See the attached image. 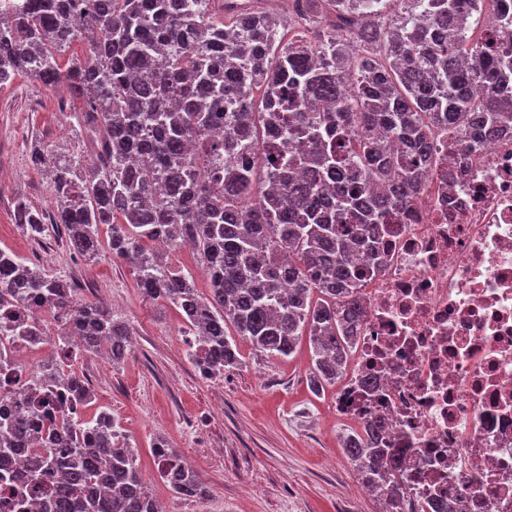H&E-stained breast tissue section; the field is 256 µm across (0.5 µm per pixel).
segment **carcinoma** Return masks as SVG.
Wrapping results in <instances>:
<instances>
[{"label": "carcinoma", "mask_w": 512, "mask_h": 512, "mask_svg": "<svg viewBox=\"0 0 512 512\" xmlns=\"http://www.w3.org/2000/svg\"><path fill=\"white\" fill-rule=\"evenodd\" d=\"M389 2L290 0L289 22L316 40L283 45L275 13L253 0H0V86L17 75L67 86L69 123L88 133L92 158L32 146L53 209L20 200L15 224L33 240L62 229L88 260L107 226L143 298L181 313L187 356L207 379L238 363L231 326L271 359L309 337L313 389L336 383L359 318L355 250L381 266L380 224L444 160L448 130L491 140L512 126V57L467 35L489 7L511 35L512 0H396L392 17ZM77 43L86 56L62 60ZM187 246L208 271L207 296L171 261ZM73 294L0 250L7 335L49 336L56 351L21 382L0 346V393L17 404L0 414V453L21 438L38 448L12 508L160 512L119 421L74 417L92 393L64 367L105 346L123 360L130 330L108 304ZM385 431L365 422L344 452L389 512H416L383 465ZM154 455L176 496H209L176 449L158 443Z\"/></svg>", "instance_id": "obj_1"}]
</instances>
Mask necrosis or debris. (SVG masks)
<instances>
[{
    "label": "necrosis or debris",
    "mask_w": 512,
    "mask_h": 512,
    "mask_svg": "<svg viewBox=\"0 0 512 512\" xmlns=\"http://www.w3.org/2000/svg\"><path fill=\"white\" fill-rule=\"evenodd\" d=\"M446 154L384 227L336 412L386 422L425 512H512V130Z\"/></svg>",
    "instance_id": "necrosis-or-debris-1"
}]
</instances>
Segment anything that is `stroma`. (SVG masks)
<instances>
[{"mask_svg": "<svg viewBox=\"0 0 512 512\" xmlns=\"http://www.w3.org/2000/svg\"><path fill=\"white\" fill-rule=\"evenodd\" d=\"M68 111L67 96L36 79L21 76L0 87V249L67 277L77 298L104 300L129 324L134 345L119 366L96 355L73 365L95 394L87 414L105 409L119 420L166 512H380L378 501L361 493L342 449L354 426L337 415L334 386L311 389L308 341L270 360L237 340L238 366L203 378L181 342L180 313L143 300L125 261L107 250L84 261L65 238L38 242L19 232L16 199L51 208L31 143L85 151ZM160 438L194 459L210 499L180 500L171 492L154 458Z\"/></svg>", "mask_w": 512, "mask_h": 512, "instance_id": "obj_1", "label": "stroma"}]
</instances>
